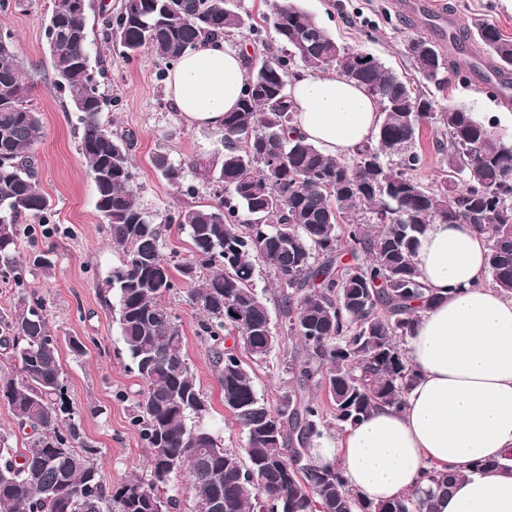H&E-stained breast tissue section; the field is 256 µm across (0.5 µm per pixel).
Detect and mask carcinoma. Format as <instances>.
I'll use <instances>...</instances> for the list:
<instances>
[{
    "instance_id": "cac0c4a2",
    "label": "carcinoma",
    "mask_w": 512,
    "mask_h": 512,
    "mask_svg": "<svg viewBox=\"0 0 512 512\" xmlns=\"http://www.w3.org/2000/svg\"><path fill=\"white\" fill-rule=\"evenodd\" d=\"M75 2L52 0L44 37L54 86L78 114L95 207L123 256L98 288L107 305L118 299L120 336L141 381L131 424L150 448L149 463L143 478L115 487L105 481L98 449L65 405L48 311L20 291L0 312V403L30 433L22 449L0 436V512H176L170 490L182 473L190 512H429L454 473L433 467L424 487L374 503L348 487L340 465L319 464L313 444L333 420L344 429L379 405L403 403L415 376L405 344L421 314L442 300L424 288L416 262L428 225L467 224L485 235L487 282L512 295V142L462 107L438 109L431 91L373 56L355 67L361 50L340 48L297 0H275L260 24L236 0H123L107 14L105 43L128 61L151 51L169 67L203 38L244 32L263 52L248 68L237 109L224 114L220 163L175 162L167 153L152 160L190 197L198 188L189 175L203 173L219 187L217 202L151 211L135 187L134 137L101 121L111 101L90 64L92 5ZM474 27L497 71L511 75L512 39L485 22ZM405 52L439 91L460 75L458 62L423 36ZM296 62L313 73L335 69L378 102L382 121L352 155L327 156L297 131L287 91ZM29 96L13 36L0 32L4 284L17 242L30 232L21 218L44 223L50 215L34 156L44 126ZM428 126L440 133L443 162L432 185L414 177L422 160L416 141ZM282 152L288 163L273 165ZM165 224L191 241L177 264L161 251ZM257 259L276 276L271 300L254 286ZM182 285L203 313L199 335L210 345L224 410L245 433L242 448L224 447L200 424L210 402L192 372L180 318L163 302ZM228 338L234 346L224 345ZM276 348L291 354L295 385L273 406L257 393L253 365ZM218 495L222 511L214 507Z\"/></svg>"
}]
</instances>
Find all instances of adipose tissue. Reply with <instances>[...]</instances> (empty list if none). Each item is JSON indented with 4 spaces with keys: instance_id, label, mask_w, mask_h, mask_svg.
Here are the masks:
<instances>
[{
    "instance_id": "adipose-tissue-1",
    "label": "adipose tissue",
    "mask_w": 512,
    "mask_h": 512,
    "mask_svg": "<svg viewBox=\"0 0 512 512\" xmlns=\"http://www.w3.org/2000/svg\"><path fill=\"white\" fill-rule=\"evenodd\" d=\"M246 77L239 49L204 39L171 67L167 92L185 124L220 133ZM289 92L298 130L330 156L351 155L380 121L377 102L335 72L299 76ZM487 252L468 225H429L417 265L443 301L407 341L416 378L403 405L373 409L335 447L313 451L320 463H340L365 500L407 494L434 466L466 472L434 512H512V469L476 468L512 453V299L485 283Z\"/></svg>"
}]
</instances>
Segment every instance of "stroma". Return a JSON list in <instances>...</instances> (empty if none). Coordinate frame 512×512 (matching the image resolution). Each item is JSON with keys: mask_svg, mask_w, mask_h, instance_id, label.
I'll return each instance as SVG.
<instances>
[{"mask_svg": "<svg viewBox=\"0 0 512 512\" xmlns=\"http://www.w3.org/2000/svg\"><path fill=\"white\" fill-rule=\"evenodd\" d=\"M449 13L458 17L454 46L466 61H486L483 46L470 36L474 21L496 26L512 38V0H441ZM315 20L333 34L340 45L372 53L388 68L414 78L415 72L404 53L410 37L429 36L431 16H405L396 0H299ZM47 0H23L20 8L0 13V30L14 36L24 75L31 88L29 103L41 112L45 136L35 148L39 182L51 202V220L36 225L33 234L22 236L15 256L16 272L26 293L42 298L51 327L62 344L60 359L65 374L67 406L79 419L86 437L100 452L107 483L115 485L133 473H144L150 450L142 442L130 419L139 380L119 329L102 301L98 282L121 262L110 232L95 208L93 185L79 153L81 137L75 113L65 111L54 87L53 68L44 38ZM94 42L89 51L99 70L100 91L112 98L111 111L103 123L111 129L128 131L135 137L132 156L136 183L144 205L154 211L176 209L186 199L152 167L160 152L172 159L214 160L222 147L213 132L187 127L167 98L166 84L159 80L162 63L152 52L125 60L105 48L97 11H90ZM439 105L456 104L493 124L497 133L512 139V108L499 105L477 87L452 83L436 92ZM166 305L179 316L184 331L191 369L207 394L212 409L204 423L225 447L239 448L244 435L227 416L220 395L217 371L209 344L198 336V314L176 291L166 296ZM80 338L86 345L82 356H74L67 341ZM294 381L281 351H274L255 367V386L269 403L291 390Z\"/></svg>", "mask_w": 512, "mask_h": 512, "instance_id": "1", "label": "stroma"}]
</instances>
